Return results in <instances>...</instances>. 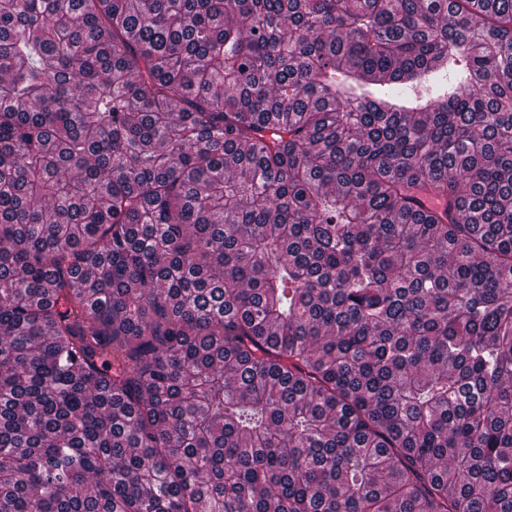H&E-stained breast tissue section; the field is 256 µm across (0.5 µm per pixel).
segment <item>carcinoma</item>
I'll list each match as a JSON object with an SVG mask.
<instances>
[{
    "label": "carcinoma",
    "mask_w": 512,
    "mask_h": 512,
    "mask_svg": "<svg viewBox=\"0 0 512 512\" xmlns=\"http://www.w3.org/2000/svg\"><path fill=\"white\" fill-rule=\"evenodd\" d=\"M0 512H512V0H0Z\"/></svg>",
    "instance_id": "obj_1"
}]
</instances>
